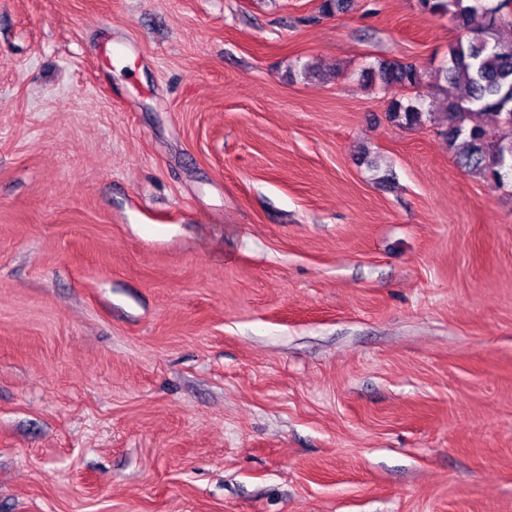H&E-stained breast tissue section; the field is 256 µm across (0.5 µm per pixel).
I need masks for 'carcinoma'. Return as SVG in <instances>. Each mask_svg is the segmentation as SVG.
I'll return each mask as SVG.
<instances>
[{"mask_svg": "<svg viewBox=\"0 0 512 512\" xmlns=\"http://www.w3.org/2000/svg\"><path fill=\"white\" fill-rule=\"evenodd\" d=\"M422 12L446 16L466 40L448 45L445 112L441 135L457 164L497 183L512 174V44L494 38L502 26H512V11L502 0H419ZM349 0H320L319 12L332 16L347 11ZM372 82L390 94L388 118L397 126H416L426 114L420 99L409 97L424 79L416 64L378 58L369 66ZM496 119L498 135L490 140L483 117Z\"/></svg>", "mask_w": 512, "mask_h": 512, "instance_id": "cac0c4a2", "label": "carcinoma"}]
</instances>
